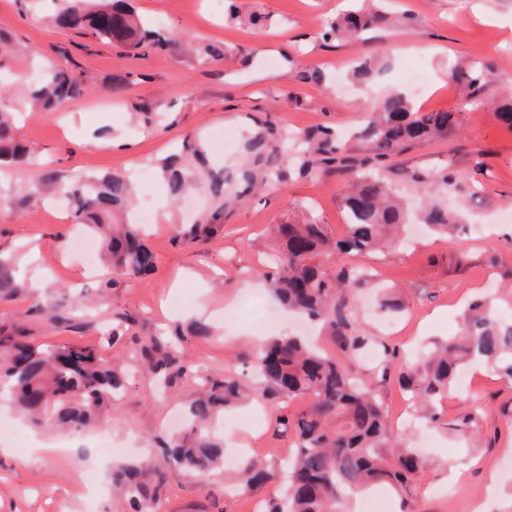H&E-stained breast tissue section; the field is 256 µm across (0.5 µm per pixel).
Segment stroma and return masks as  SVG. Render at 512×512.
I'll return each instance as SVG.
<instances>
[{"label":"stroma","instance_id":"obj_1","mask_svg":"<svg viewBox=\"0 0 512 512\" xmlns=\"http://www.w3.org/2000/svg\"><path fill=\"white\" fill-rule=\"evenodd\" d=\"M239 15L259 13L264 25L246 27L213 10L210 0H130L135 15L159 21L161 29L191 35L199 44L224 51L220 61L204 62L182 47L140 57L97 39L54 27L49 15L54 0H0V32L12 43L33 47V54L6 62L0 81L10 92L4 103L17 111L18 139L35 146L36 163L17 169L0 166V257L9 260L20 293L0 298V333L22 330L34 342L75 344L99 350L102 334L116 314L128 318L134 340H146L191 321L208 322L213 339L188 338L176 354L182 365L210 374L227 373L246 392L256 387L254 347L245 336L293 333L291 318L280 311L264 275L271 247L266 228L298 224L314 215L336 237L345 233L340 193L345 172L333 169L318 176H292L268 189L224 198V229L208 242L173 246L177 224L210 215L213 204L197 191L196 204L185 208L170 198L153 166L154 158L175 151L187 136L209 139L221 130L233 146L211 164L237 175L251 160L247 144L265 124H285L303 131L331 126L340 131L348 156L373 155L374 145L361 134L360 107L381 100L401 86V73L411 61L428 73L425 110L462 107L468 91L447 80L449 65L463 58L493 68L496 80L486 95L512 96V0H379L391 15L387 27L369 32L368 44L323 41L324 22L347 8V0H234ZM378 55L382 69L369 83L343 86L342 76L354 63ZM48 63L80 73L88 93L58 112L28 109L27 89ZM331 76L328 84L310 81L311 73ZM130 88L112 93L116 79ZM160 113L165 128L144 123L140 109ZM393 189L413 200H438L461 214L458 237L448 239L411 233L390 249L351 257L366 283L355 297L359 318L378 343L421 360L425 346L456 334L468 301L494 294L496 286L512 284V223L500 215L512 210V130L493 112L467 113L461 134L449 141L414 143L392 156ZM453 171L462 192L440 193L431 183L442 170ZM131 171L134 206L156 212L145 226L148 245L158 257L146 279L116 277L105 263L86 267L71 249L74 218L68 207L52 206L47 180L66 183L83 175ZM415 173L422 182H412ZM43 290H33V282ZM392 288L403 303L396 328L386 332L378 306L379 290ZM56 305L60 321L47 326L28 315L32 303ZM351 371L373 382L388 415L393 437L418 449L425 473L409 491L384 487L382 512H471L483 500L486 512H512V383L491 366L477 372L473 390L443 394L436 403L441 418L481 408V441L439 425L415 421L402 424L405 393L394 375L380 376L374 365L354 358ZM197 391L193 378L178 380L172 389L148 391L131 377L112 409L95 431L70 437L69 447L50 451L56 432L28 428L29 445L0 457V512H122L111 494L113 467L135 464L159 454L174 430L171 419L183 411ZM273 403L253 395L248 404L226 411L224 442L227 457L243 449L273 465L265 485L238 491L239 468L224 469L213 478L172 473L156 512H258L282 493L279 471L292 453L290 435L277 431ZM124 445L123 454L103 459L93 446L98 435ZM43 453H36L34 445ZM458 479L448 484L446 475ZM221 486L209 497L207 484Z\"/></svg>","mask_w":512,"mask_h":512}]
</instances>
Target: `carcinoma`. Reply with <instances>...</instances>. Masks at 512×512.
<instances>
[{"label": "carcinoma", "instance_id": "cac0c4a2", "mask_svg": "<svg viewBox=\"0 0 512 512\" xmlns=\"http://www.w3.org/2000/svg\"><path fill=\"white\" fill-rule=\"evenodd\" d=\"M51 15L62 29L91 34L106 44H118L139 56L182 42L205 58L223 59L213 46L195 48L193 39L175 30H150L135 16L126 0H59ZM389 21L380 10H359L326 22L324 41L364 42L366 33ZM455 80L466 85V105L484 108V91L490 70L481 63L457 64ZM83 80L63 68L45 71L30 86V98L45 112L55 111L85 96ZM463 111H423L399 90L388 93L378 107L363 117L364 136L375 144L370 157L354 160L329 127L296 133L302 149L288 151L291 130L269 128L250 139L255 161L264 162L261 185L283 181L294 168L301 175L318 174V165L347 169L351 179L340 194L347 216V231L336 239L328 226L312 219L302 224H273L275 241L270 255L272 271L266 282L272 294L291 312L323 324L346 358L374 343L361 325L355 303L364 274L347 262L350 255L372 253L392 244L398 230L412 215L438 236L456 234L458 216L432 201H407L392 192L385 161L409 142L448 140L462 129ZM191 154L195 172L181 165ZM34 155L15 140L10 114L0 107V164L20 165ZM168 191L177 201L203 183L219 205L204 221L178 224L171 241L175 246L208 241L224 227V171L207 165L206 147L193 137L185 139L181 153L160 161ZM53 191L68 198L77 224L98 236L104 261L130 280L142 279L157 267L158 257L139 237L135 225L114 224L112 215L132 200L133 185L119 172L79 177ZM19 285L9 261L0 258V296L11 298ZM500 305L485 299L471 302L458 336L434 343L423 368H402L397 380L412 401L431 409L455 385L461 367L483 360L502 378L512 381V323L502 321ZM142 356L138 373L146 383H170L181 377L183 366L172 345L156 336L136 341ZM262 382L261 394L291 401L303 398L305 407L276 417L292 433L295 451L288 457L284 500L271 502L267 512H336L347 492L372 484L404 487L421 473L418 459L395 447L382 404L373 383L358 378L338 357L309 347L298 336H281L265 342L256 354ZM126 376L118 362H111L92 348L71 344H35L19 336L0 338V393L11 397L21 417L36 426L80 434L112 405L124 389ZM247 400L234 378L205 376L201 391L186 411L182 433L165 443L161 455L146 468L124 465L112 471L113 492L125 512H153L172 472L207 476L224 465V438L211 426L224 410ZM480 409L475 408L448 423V428L479 433ZM243 473L249 488L272 478L270 466L248 458Z\"/></svg>", "mask_w": 512, "mask_h": 512}]
</instances>
